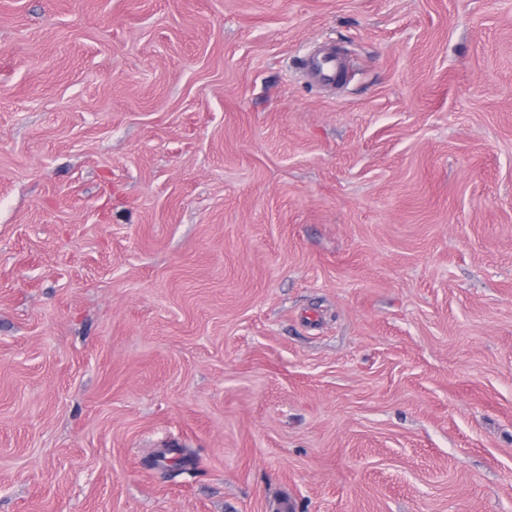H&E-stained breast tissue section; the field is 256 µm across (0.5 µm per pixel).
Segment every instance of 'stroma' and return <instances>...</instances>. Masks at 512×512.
I'll use <instances>...</instances> for the list:
<instances>
[{
    "label": "stroma",
    "mask_w": 512,
    "mask_h": 512,
    "mask_svg": "<svg viewBox=\"0 0 512 512\" xmlns=\"http://www.w3.org/2000/svg\"><path fill=\"white\" fill-rule=\"evenodd\" d=\"M283 496L512 512V0H0V512Z\"/></svg>",
    "instance_id": "obj_1"
}]
</instances>
